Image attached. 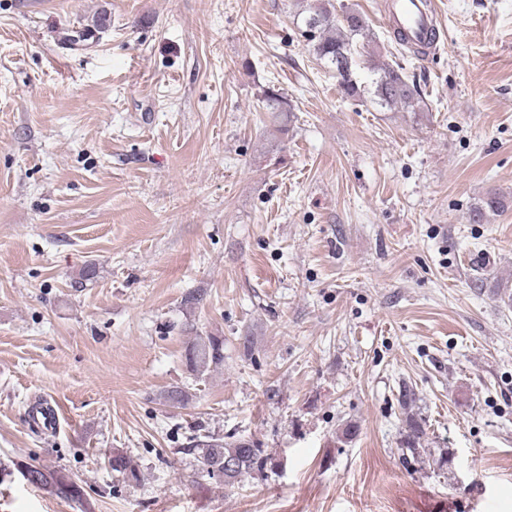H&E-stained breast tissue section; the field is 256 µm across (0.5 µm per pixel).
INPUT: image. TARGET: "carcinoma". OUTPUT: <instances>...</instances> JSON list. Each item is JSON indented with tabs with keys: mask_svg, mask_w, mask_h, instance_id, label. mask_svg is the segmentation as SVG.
<instances>
[{
	"mask_svg": "<svg viewBox=\"0 0 512 512\" xmlns=\"http://www.w3.org/2000/svg\"><path fill=\"white\" fill-rule=\"evenodd\" d=\"M302 34L311 45L313 54L332 66L336 71L338 87L348 97H359L364 93L355 77L358 54L357 44L369 35L366 18L357 10L347 8L341 15H336V6L331 0H321L310 8L304 18ZM375 78L372 80V93L378 104L394 108L402 107L416 112L420 101L416 92L407 81L402 67H394L383 63L374 68ZM259 102L265 112H291L293 108L286 98L277 90L268 87L262 91ZM505 206V200L497 194L483 198L470 212L469 221L483 224L490 216L498 213ZM185 360L195 375L202 377L224 364V339L221 336H195L185 347ZM398 402L403 414L401 431V449L422 460L437 455L439 467L452 466L454 451L440 448L433 451L424 446L426 421L415 410L416 393L407 385L402 386ZM198 458L202 470L211 478L224 476V483L233 484L242 478L262 475L272 463L273 458L265 454L256 442L228 435L222 439L210 438L201 442ZM110 468L127 479L136 481L139 475L132 466L130 459L120 451L112 452L108 457ZM21 471L32 474L30 484L45 487L56 497L79 504L83 512H94L90 501L91 494L68 474L49 467L31 468L29 465L20 467Z\"/></svg>",
	"mask_w": 512,
	"mask_h": 512,
	"instance_id": "carcinoma-1",
	"label": "carcinoma"
}]
</instances>
